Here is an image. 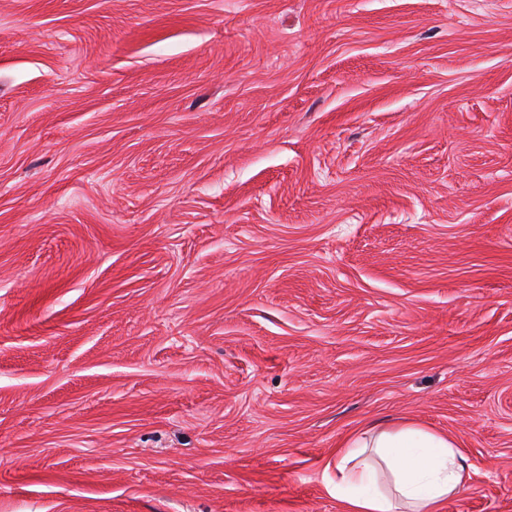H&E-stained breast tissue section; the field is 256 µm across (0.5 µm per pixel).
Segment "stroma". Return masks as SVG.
I'll return each instance as SVG.
<instances>
[{"label": "stroma", "mask_w": 512, "mask_h": 512, "mask_svg": "<svg viewBox=\"0 0 512 512\" xmlns=\"http://www.w3.org/2000/svg\"><path fill=\"white\" fill-rule=\"evenodd\" d=\"M405 421L512 512V0H0V512H345Z\"/></svg>", "instance_id": "35a3bbf8"}]
</instances>
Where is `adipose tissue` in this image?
Returning <instances> with one entry per match:
<instances>
[{
	"mask_svg": "<svg viewBox=\"0 0 512 512\" xmlns=\"http://www.w3.org/2000/svg\"><path fill=\"white\" fill-rule=\"evenodd\" d=\"M332 469L327 490L348 512H441L469 478L452 438L412 423L363 429Z\"/></svg>",
	"mask_w": 512,
	"mask_h": 512,
	"instance_id": "obj_1",
	"label": "adipose tissue"
}]
</instances>
